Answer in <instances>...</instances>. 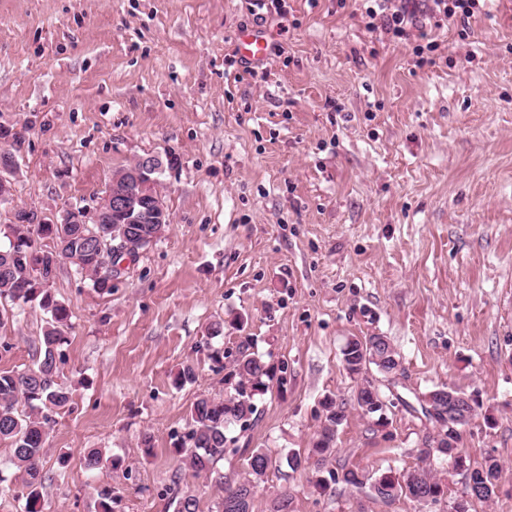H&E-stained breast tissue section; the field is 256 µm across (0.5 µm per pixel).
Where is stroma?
<instances>
[{"label":"stroma","instance_id":"1","mask_svg":"<svg viewBox=\"0 0 512 512\" xmlns=\"http://www.w3.org/2000/svg\"><path fill=\"white\" fill-rule=\"evenodd\" d=\"M262 26L282 46L255 82L236 63L249 0H0V125L23 133L0 246L19 208L46 220L95 207L113 173L154 155L172 222L126 261L112 291L60 263L50 291L70 311L60 381L73 402L43 457L41 512H167L179 487L213 512L221 489L173 451L199 395L221 398L241 346L287 362L248 426L233 425L225 482L245 449L277 457L255 498L292 512H448L463 477L433 460L435 505L385 502L370 486L320 490L284 458L307 453L325 397L347 402L334 469L417 467L425 433L406 403L445 384L479 393L463 429L467 465H502L469 512H512V0H485L459 38L433 30L435 65L366 29L362 0H283ZM47 316L35 304L0 327V370L31 364ZM378 333L403 371L380 381L401 405L382 435L351 402L341 350ZM196 371L177 389L176 371ZM151 435L152 451L141 439ZM102 449L118 469L88 471Z\"/></svg>","mask_w":512,"mask_h":512}]
</instances>
